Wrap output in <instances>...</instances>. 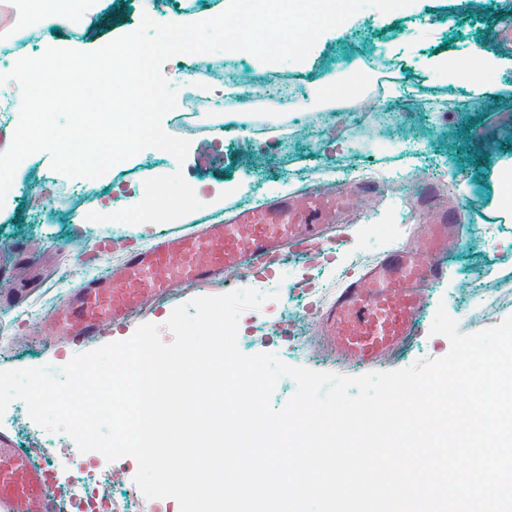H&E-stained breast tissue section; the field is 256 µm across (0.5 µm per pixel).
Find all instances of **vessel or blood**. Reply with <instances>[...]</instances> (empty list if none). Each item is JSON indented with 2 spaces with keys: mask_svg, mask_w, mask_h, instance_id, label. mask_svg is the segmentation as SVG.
<instances>
[{
  "mask_svg": "<svg viewBox=\"0 0 512 512\" xmlns=\"http://www.w3.org/2000/svg\"><path fill=\"white\" fill-rule=\"evenodd\" d=\"M436 188L421 183L419 206L432 217L415 242L390 249L346 282L318 315L328 352L345 367L365 371L392 361L423 335L420 325L429 288L444 281L442 263L456 240L455 208H434ZM345 193L318 190L261 205L235 208L232 218L186 234L164 233L146 248L128 251L120 279L89 278L72 308L54 312L57 337L72 346L95 343L106 324L135 317L147 300L177 288L224 280L266 268L320 244L329 225L340 223ZM0 512H62L52 475L13 448L0 446Z\"/></svg>",
  "mask_w": 512,
  "mask_h": 512,
  "instance_id": "vessel-or-blood-1",
  "label": "vessel or blood"
}]
</instances>
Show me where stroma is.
<instances>
[{"instance_id":"1","label":"stroma","mask_w":512,"mask_h":512,"mask_svg":"<svg viewBox=\"0 0 512 512\" xmlns=\"http://www.w3.org/2000/svg\"><path fill=\"white\" fill-rule=\"evenodd\" d=\"M181 0H106L99 17L81 33L46 27L36 54L66 42L96 50L138 26L143 15L179 12ZM446 56L472 66L496 62L482 89L440 79L432 61ZM223 82L238 98L269 81L292 85L287 106L255 100L244 113L243 134L224 139L190 137L184 162L158 149L117 163L108 177L88 180L56 206H38L45 192L42 174L51 156L40 151L17 169L0 206V370L61 368L76 355L71 345L50 340L48 321L56 307L87 276L114 275L127 246H150L160 229L189 233L223 222L232 207L293 196L308 190H354L374 181L382 194L362 203L352 222L338 229L340 243L319 246L243 280L266 294L257 309L239 317L237 343L246 355L270 353L293 367L329 371L317 346L314 317L342 287L391 247L412 241L429 214L412 195L426 178L439 182V202L459 211L461 232L448 252V279L436 285L422 319L432 325L438 307L456 320L460 333L481 332L472 313L512 316V206L503 205L499 173L512 166V0H414L388 13L368 6L323 33L301 62L264 63L244 51H229ZM355 83L343 101L325 102L322 86ZM445 100L444 112L423 104ZM182 172L185 180L218 204L167 223L128 225L89 221L92 212L129 206L147 179ZM228 185L237 194H225ZM111 254L89 258L102 238ZM223 283L177 289L144 310L139 321L106 326L101 344L130 338L139 323L160 325L163 342L173 340L165 323L173 309L194 297L224 293ZM0 439L27 453L34 448L70 454L74 439L46 430L23 400L0 415Z\"/></svg>"}]
</instances>
